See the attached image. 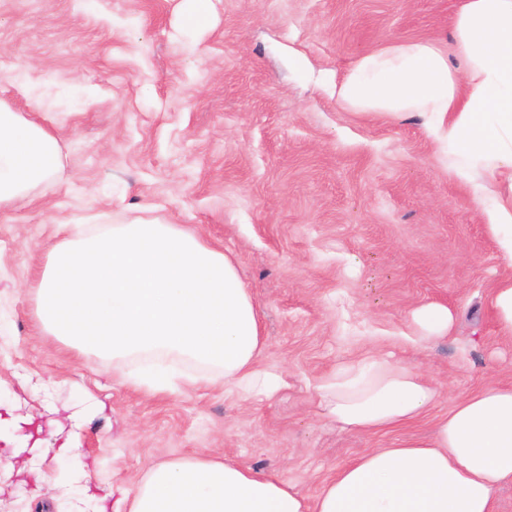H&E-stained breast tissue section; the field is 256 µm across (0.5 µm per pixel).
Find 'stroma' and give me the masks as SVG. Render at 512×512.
<instances>
[{
    "instance_id": "1",
    "label": "stroma",
    "mask_w": 512,
    "mask_h": 512,
    "mask_svg": "<svg viewBox=\"0 0 512 512\" xmlns=\"http://www.w3.org/2000/svg\"><path fill=\"white\" fill-rule=\"evenodd\" d=\"M0 0V103L59 140L61 166L0 208V512H128L156 464L220 454L315 495L372 448L424 439L459 398L512 383L490 300L505 264L426 119L353 112L333 87L395 40L452 48L460 0ZM181 224L230 255L259 310L275 398L148 395L124 363L48 335L31 285L63 226ZM450 332L413 347L411 314ZM379 351L443 390L411 425L342 430L318 387ZM76 449L78 462L59 457ZM417 336H408L413 344H424L434 337L448 333L452 316L448 307L441 304H428L419 308L413 316Z\"/></svg>"
}]
</instances>
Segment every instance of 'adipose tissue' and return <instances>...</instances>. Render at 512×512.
Listing matches in <instances>:
<instances>
[{
  "label": "adipose tissue",
  "mask_w": 512,
  "mask_h": 512,
  "mask_svg": "<svg viewBox=\"0 0 512 512\" xmlns=\"http://www.w3.org/2000/svg\"><path fill=\"white\" fill-rule=\"evenodd\" d=\"M454 55L396 41L360 56L336 87L355 112L427 116L458 157L456 175L487 189L512 182V0H463ZM61 164L56 137L0 103V207L27 196ZM32 290L43 329L130 363L126 381L150 393L217 383L269 398L258 312L233 259L178 224H111L55 244ZM436 385L373 354L320 387L322 416L373 434L402 427L437 402ZM512 485V385L465 396L429 438L374 448L312 497L274 474L212 455L151 470L129 512H497Z\"/></svg>",
  "instance_id": "obj_1"
}]
</instances>
